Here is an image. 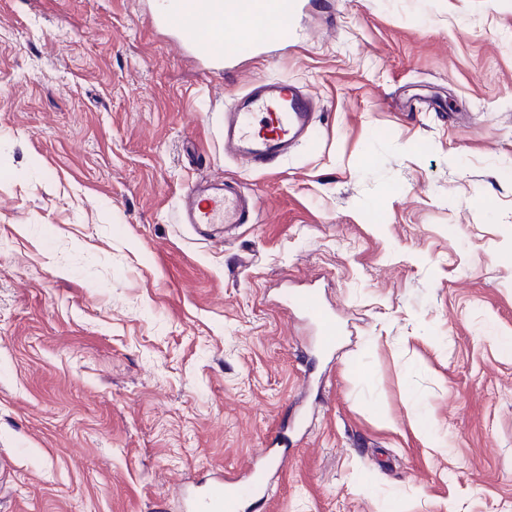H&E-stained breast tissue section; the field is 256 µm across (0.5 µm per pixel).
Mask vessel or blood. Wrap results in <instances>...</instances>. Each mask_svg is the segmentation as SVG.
I'll return each instance as SVG.
<instances>
[{
  "instance_id": "b4317fda",
  "label": "vessel or blood",
  "mask_w": 512,
  "mask_h": 512,
  "mask_svg": "<svg viewBox=\"0 0 512 512\" xmlns=\"http://www.w3.org/2000/svg\"><path fill=\"white\" fill-rule=\"evenodd\" d=\"M291 0H194L198 35L186 38V47L196 57L223 68V55L213 48L224 39L233 40L240 51L250 52L264 44L263 23H274L287 33ZM235 110L224 122V152L246 166L268 167L288 147L308 137L316 102L310 92L285 81H261L238 92ZM255 203L235 185L224 182L205 189L193 188L183 197L179 220L198 226L249 224ZM295 309L312 323L319 353L331 351L342 334L335 316L310 289L293 299ZM272 454L263 449L246 470L243 483L216 476L189 504V512H237L244 495L266 496L268 481L260 464Z\"/></svg>"
}]
</instances>
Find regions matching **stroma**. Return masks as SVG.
Instances as JSON below:
<instances>
[{"label": "stroma", "mask_w": 512, "mask_h": 512, "mask_svg": "<svg viewBox=\"0 0 512 512\" xmlns=\"http://www.w3.org/2000/svg\"><path fill=\"white\" fill-rule=\"evenodd\" d=\"M157 2L0 0V512H174L267 446L242 512H512V0H293L224 72ZM253 79L317 102L271 170L224 154ZM226 178L254 223H179ZM295 309L312 323L317 335V350L324 354L331 351L342 334L336 317L321 302L316 289L298 294L292 301Z\"/></svg>", "instance_id": "35a3bbf8"}]
</instances>
